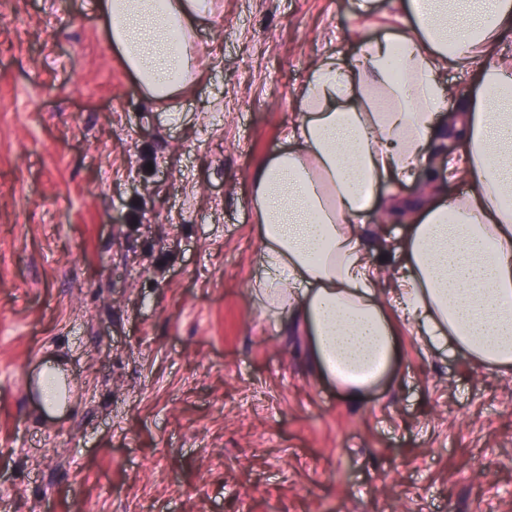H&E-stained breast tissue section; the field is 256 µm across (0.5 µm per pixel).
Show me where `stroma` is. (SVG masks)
<instances>
[{
	"mask_svg": "<svg viewBox=\"0 0 512 512\" xmlns=\"http://www.w3.org/2000/svg\"><path fill=\"white\" fill-rule=\"evenodd\" d=\"M149 101L96 0H0V488L8 512H512V373L401 329L364 403L265 314L252 173L311 70L400 0H221ZM69 370L62 417L32 389Z\"/></svg>",
	"mask_w": 512,
	"mask_h": 512,
	"instance_id": "obj_1",
	"label": "stroma"
}]
</instances>
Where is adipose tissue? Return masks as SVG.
Wrapping results in <instances>:
<instances>
[{"instance_id":"1","label":"adipose tissue","mask_w":512,"mask_h":512,"mask_svg":"<svg viewBox=\"0 0 512 512\" xmlns=\"http://www.w3.org/2000/svg\"><path fill=\"white\" fill-rule=\"evenodd\" d=\"M109 46L150 100L185 96L196 80L197 28L216 0H96ZM404 25L361 40L355 58L315 67L286 146L251 177L265 274L251 287L264 312L300 324L314 365L350 401L399 357L395 320L431 350L451 349L491 373L512 372V70L490 59L512 31V0H404ZM450 62L478 69L482 90L446 125L435 121ZM462 144L448 174L463 199L436 197L424 163ZM422 178L433 191L390 198L385 217L414 215L400 256L380 267L360 224L383 181Z\"/></svg>"}]
</instances>
